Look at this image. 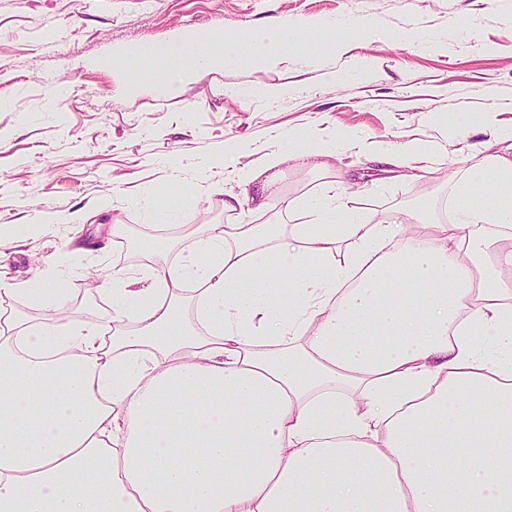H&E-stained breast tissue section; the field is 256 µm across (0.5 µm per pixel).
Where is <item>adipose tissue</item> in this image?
I'll list each match as a JSON object with an SVG mask.
<instances>
[{"instance_id":"obj_1","label":"adipose tissue","mask_w":512,"mask_h":512,"mask_svg":"<svg viewBox=\"0 0 512 512\" xmlns=\"http://www.w3.org/2000/svg\"><path fill=\"white\" fill-rule=\"evenodd\" d=\"M281 30L129 53L130 83ZM449 182L448 221L207 224L190 263L112 291L111 322L0 331V512H512V143ZM248 173L224 201L282 211ZM344 261H337L339 249ZM197 280L195 319L170 302Z\"/></svg>"}]
</instances>
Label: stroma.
<instances>
[{"instance_id":"stroma-1","label":"stroma","mask_w":512,"mask_h":512,"mask_svg":"<svg viewBox=\"0 0 512 512\" xmlns=\"http://www.w3.org/2000/svg\"><path fill=\"white\" fill-rule=\"evenodd\" d=\"M363 19L335 45L297 20ZM273 58L188 67L130 89L117 55L270 27ZM417 30L413 43L400 32ZM512 131V0H0V281L67 288L69 321L104 324L102 279L196 255L203 224H259L224 210L242 176L272 167L283 195L309 199L343 172L350 205L393 223L416 204L440 216L444 179ZM291 132L326 146L324 168L272 164ZM428 143L426 177H398L367 153ZM184 188L174 215L156 200ZM125 227L115 238L113 225Z\"/></svg>"}]
</instances>
